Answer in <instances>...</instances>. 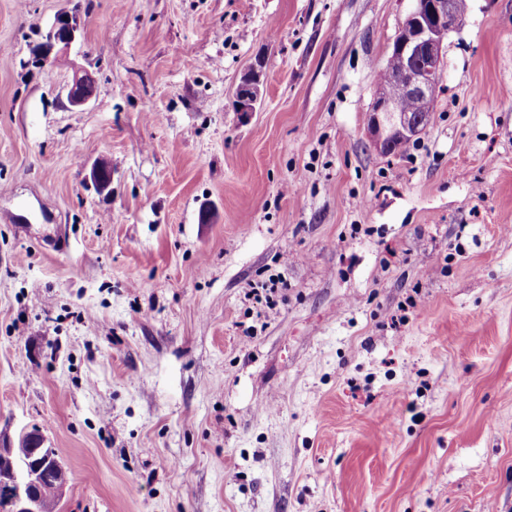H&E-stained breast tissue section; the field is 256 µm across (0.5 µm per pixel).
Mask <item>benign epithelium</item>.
<instances>
[{"label": "benign epithelium", "instance_id": "7a95c632", "mask_svg": "<svg viewBox=\"0 0 512 512\" xmlns=\"http://www.w3.org/2000/svg\"><path fill=\"white\" fill-rule=\"evenodd\" d=\"M414 7L402 24L392 48L404 55L411 64L409 78L395 85L396 95L389 93L386 85H377L374 103L369 115L368 134L376 148L383 151L392 147V141L410 140L426 126V119L399 108V99L434 98L444 71L443 48L448 33L455 29L463 14L456 0H413ZM78 16L68 13L57 15L45 33L41 46V57L47 61L55 49L68 48L80 33ZM260 68L250 69L243 79L250 82L251 93L237 100V111L251 112L261 97L263 82L254 78ZM93 82L85 70L75 73L66 87V98L70 106L79 109L90 100L85 88ZM57 459L48 454L38 464L19 473L14 466L0 468V483L13 488L12 512H38V500L34 494L42 477L56 469Z\"/></svg>", "mask_w": 512, "mask_h": 512}]
</instances>
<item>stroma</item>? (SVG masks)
Returning <instances> with one entry per match:
<instances>
[{"label": "stroma", "instance_id": "35a3bbf8", "mask_svg": "<svg viewBox=\"0 0 512 512\" xmlns=\"http://www.w3.org/2000/svg\"><path fill=\"white\" fill-rule=\"evenodd\" d=\"M411 6L0 0V434L57 449L60 512H512V0L385 155ZM64 17H67V20H64ZM80 30V21L77 15L73 13L58 14L45 33L40 51L43 60L48 61L56 48L59 50L68 48L75 42ZM62 31H64L63 34ZM408 71L406 60L396 52H391L385 65L377 72V81L397 83L404 80ZM256 73H260V67H253L243 76V79L250 82L251 93L238 98L237 111L239 112H252L255 109V104L261 97V86L263 82L260 76L254 79V74ZM93 82L92 76L85 70L75 73L72 82L66 87V98L73 109L86 105L91 98L85 88Z\"/></svg>", "mask_w": 512, "mask_h": 512}]
</instances>
